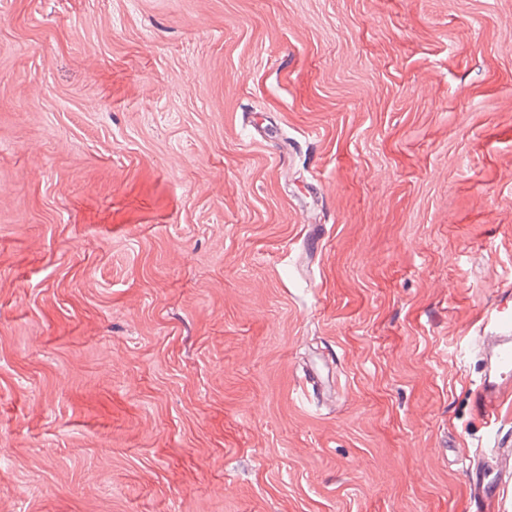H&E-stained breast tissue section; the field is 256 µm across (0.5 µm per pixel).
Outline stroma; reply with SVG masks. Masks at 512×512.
<instances>
[{
    "label": "stroma",
    "mask_w": 512,
    "mask_h": 512,
    "mask_svg": "<svg viewBox=\"0 0 512 512\" xmlns=\"http://www.w3.org/2000/svg\"><path fill=\"white\" fill-rule=\"evenodd\" d=\"M508 290L507 0H0V512H475Z\"/></svg>",
    "instance_id": "35a3bbf8"
}]
</instances>
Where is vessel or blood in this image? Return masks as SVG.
I'll use <instances>...</instances> for the list:
<instances>
[{
	"instance_id": "1",
	"label": "vessel or blood",
	"mask_w": 512,
	"mask_h": 512,
	"mask_svg": "<svg viewBox=\"0 0 512 512\" xmlns=\"http://www.w3.org/2000/svg\"><path fill=\"white\" fill-rule=\"evenodd\" d=\"M473 342L484 360V373L471 391L475 417L489 440L488 450L473 463L469 483L478 512H497L512 486V448L501 434L512 424V294L501 296L495 313L483 321Z\"/></svg>"
}]
</instances>
